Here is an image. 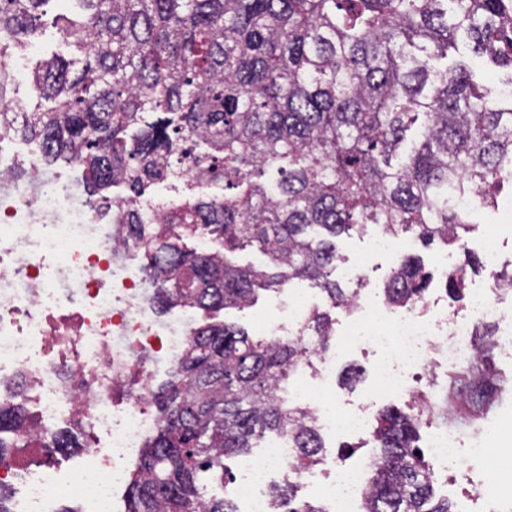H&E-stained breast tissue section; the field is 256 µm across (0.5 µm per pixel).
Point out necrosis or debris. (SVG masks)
I'll use <instances>...</instances> for the list:
<instances>
[{
	"label": "necrosis or debris",
	"mask_w": 512,
	"mask_h": 512,
	"mask_svg": "<svg viewBox=\"0 0 512 512\" xmlns=\"http://www.w3.org/2000/svg\"><path fill=\"white\" fill-rule=\"evenodd\" d=\"M31 179L11 178L0 146V401L11 399L16 376L25 380L33 429L50 432L84 426L88 444L75 470L55 464L47 449H30L37 463L0 461V484L14 487L9 512H60L71 497L74 512H124L131 463L159 426L150 409V383L178 359L198 327L194 308L177 306L157 319L151 286L137 261L138 244L103 222L68 181L47 174L31 157ZM309 296L280 289L257 322L271 341L302 337ZM417 310L397 312L361 296L346 311L337 353L371 351L374 389L410 394L414 378L430 369L429 352L452 348L465 367L475 361L472 338L482 323L512 330V292L497 278L479 289L464 315L448 321ZM335 355H323L316 372L298 368L285 395L310 406L319 427L332 435L360 437L370 427L358 408L343 413L311 405L313 385H328ZM287 437L266 441L234 476L238 512H272L269 486L292 480L321 490L328 512H363L362 474L326 461L299 470Z\"/></svg>",
	"instance_id": "1"
}]
</instances>
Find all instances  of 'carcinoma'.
Returning a JSON list of instances; mask_svg holds the SVG:
<instances>
[{
    "label": "carcinoma",
    "mask_w": 512,
    "mask_h": 512,
    "mask_svg": "<svg viewBox=\"0 0 512 512\" xmlns=\"http://www.w3.org/2000/svg\"><path fill=\"white\" fill-rule=\"evenodd\" d=\"M49 0H0V56L9 57L42 24ZM86 14L55 25L82 59L53 57L34 71L55 106L0 112V128L37 144L41 160L83 167L86 190L124 183L112 223L141 241L152 300L210 311L244 308L257 290L307 280L330 307L365 291L336 278V238L375 224L422 245H451L466 264L445 276L456 296L466 267L480 264L466 234L474 213L450 208L471 195L476 209L498 204L512 182V0H76ZM473 57L448 59L457 38ZM509 68L502 87H479L474 59ZM222 195L141 211L148 184L181 173ZM277 177L259 181L266 170ZM154 225L143 237L144 225ZM203 224L224 252L179 246ZM255 246L262 270L236 265ZM431 274L406 254L380 296L410 311ZM314 308L306 336L325 353L335 331ZM307 345L257 339L234 324L200 326L178 360L177 379L154 396L157 432L129 484L127 512H236L226 496L204 497L227 476L225 460L268 433L298 448L296 467L321 462L325 443L306 407L281 390ZM20 403H0V460L33 435ZM418 416L381 414L379 448L366 485V512H452L435 497L420 453ZM277 512H324L272 492Z\"/></svg>",
    "instance_id": "1"
}]
</instances>
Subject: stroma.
<instances>
[{
  "label": "stroma",
  "instance_id": "35a3bbf8",
  "mask_svg": "<svg viewBox=\"0 0 512 512\" xmlns=\"http://www.w3.org/2000/svg\"><path fill=\"white\" fill-rule=\"evenodd\" d=\"M44 24L35 34L26 38V47L21 52L25 72H33L36 65L54 56L69 58L73 52L55 27L56 15L70 17L81 12L76 0H49L45 7ZM376 227L370 226L364 232L351 233L337 238V251L342 261L355 263L367 259L365 276L375 285H382L393 263L387 256L374 252L371 242L376 234ZM494 237L499 249L506 259H512V227L501 224L500 215L493 210L481 211L476 217V227L469 234V243L475 250H482L486 237ZM411 253L419 255L428 270L434 274V280L428 289L429 296L440 298L447 306L449 317L464 314L467 301L453 302L446 298L443 272L445 268L456 267L463 261V255L457 249L436 243L425 247L420 243H411ZM372 355L368 351L356 348L349 352L337 364V370L347 366L360 367L362 380L356 386L347 388L333 384L324 394L326 400L335 403L337 410L347 411L359 405H367L370 417H377L379 412L388 407L405 411L411 410L418 400H425L429 425L421 429L422 439H429L436 430H455L461 433L465 447H472L488 428L504 425L512 429V336L502 337L500 343L492 345L490 359L486 365L489 396L486 405L472 406L461 400L459 390L468 382L462 367L448 353H441L432 369L421 382L416 383L415 395L398 398L382 395L370 402H363L362 392L369 385L371 375L369 367ZM486 453L477 458L473 470H455L449 472L447 482H436L438 497L448 498L453 506H460L465 495H475L474 512H488L478 495L483 487L491 485L499 477L512 474V442L503 444L497 441H485Z\"/></svg>",
  "mask_w": 512,
  "mask_h": 512
}]
</instances>
